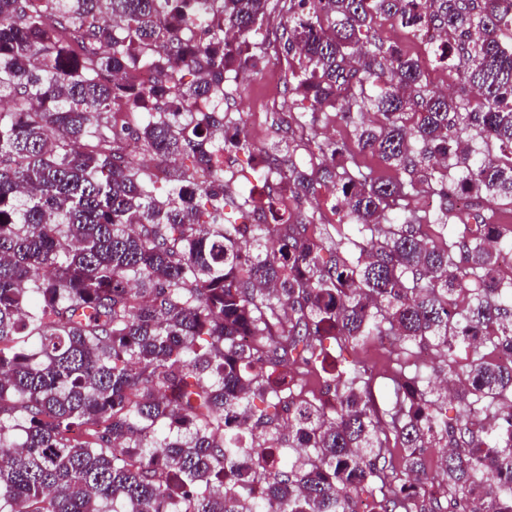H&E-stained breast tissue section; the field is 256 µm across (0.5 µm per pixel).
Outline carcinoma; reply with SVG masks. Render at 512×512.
<instances>
[{"instance_id":"obj_1","label":"carcinoma","mask_w":512,"mask_h":512,"mask_svg":"<svg viewBox=\"0 0 512 512\" xmlns=\"http://www.w3.org/2000/svg\"><path fill=\"white\" fill-rule=\"evenodd\" d=\"M269 2L0 0V512H357L363 493L366 512H512V365L482 353L512 352V237L481 213L512 204V0H276L298 122L342 113L407 178L344 170L332 142L309 173L263 158L277 188L242 199L214 154ZM378 17L444 34L425 54L478 99L428 88L419 57L369 36ZM131 69L150 82L116 83ZM132 139L210 181L157 186ZM322 185L359 256L281 216L282 191ZM422 190L440 212L408 211ZM453 191L480 213L434 241ZM244 207L258 223H236ZM378 336L464 376L455 422L407 359L382 414L355 366L299 387L325 341ZM425 448L443 449L439 484ZM406 348L409 349L408 352L411 351V358L417 364V366L423 369H427L430 374L432 372L433 366L444 367L438 353L433 347L408 345Z\"/></svg>"}]
</instances>
